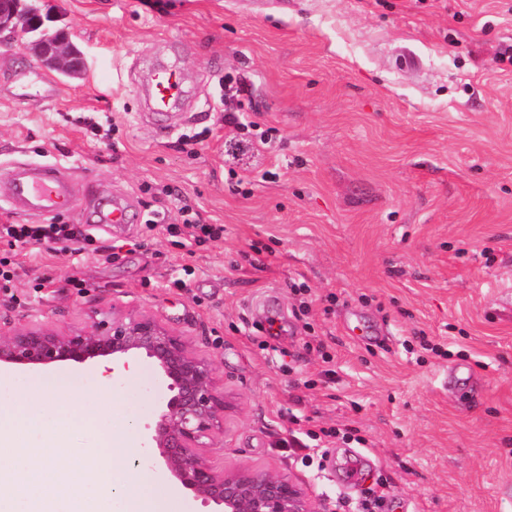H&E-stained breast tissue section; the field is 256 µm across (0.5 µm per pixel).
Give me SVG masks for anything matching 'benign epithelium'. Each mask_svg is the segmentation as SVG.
<instances>
[{
    "label": "benign epithelium",
    "mask_w": 512,
    "mask_h": 512,
    "mask_svg": "<svg viewBox=\"0 0 512 512\" xmlns=\"http://www.w3.org/2000/svg\"><path fill=\"white\" fill-rule=\"evenodd\" d=\"M43 22L37 0H0V47L17 40L20 29ZM40 64L67 77H82L87 63L68 32L38 44ZM144 355L154 361L169 397L146 427L145 445L163 468L194 498L215 512H311L305 494L290 478L264 470L226 471L209 448L218 447L224 428V389L212 362L192 353L184 339L155 318L112 310L82 328L58 333L43 324L0 332V369L28 371L64 362L116 365Z\"/></svg>",
    "instance_id": "benign-epithelium-1"
}]
</instances>
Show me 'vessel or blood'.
<instances>
[{
  "label": "vessel or blood",
  "instance_id": "obj_1",
  "mask_svg": "<svg viewBox=\"0 0 512 512\" xmlns=\"http://www.w3.org/2000/svg\"><path fill=\"white\" fill-rule=\"evenodd\" d=\"M147 81L152 112L166 114L182 105L184 79L177 65H155ZM10 199L20 210L33 214H56L75 205L69 185L55 174L52 165L43 163L32 164L12 177Z\"/></svg>",
  "mask_w": 512,
  "mask_h": 512
}]
</instances>
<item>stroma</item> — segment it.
<instances>
[{
	"label": "stroma",
	"mask_w": 512,
	"mask_h": 512,
	"mask_svg": "<svg viewBox=\"0 0 512 512\" xmlns=\"http://www.w3.org/2000/svg\"><path fill=\"white\" fill-rule=\"evenodd\" d=\"M40 5L88 70L66 80L26 45L0 48V224H81L92 243L21 249L0 328L153 316L216 367L225 470L289 474L330 512L376 496L378 512H512V65L497 61L512 0ZM406 50L418 66L399 65ZM167 61L189 108L155 116L143 74ZM228 72L271 148L226 123ZM22 74L54 96L23 93ZM39 162L75 208L4 214L9 173ZM115 200L130 223L94 224ZM184 201L223 237L148 225L159 206L178 223ZM35 379L104 385L99 367L64 363L0 389ZM109 387L113 425L140 440L166 396L152 361Z\"/></svg>",
	"instance_id": "35a3bbf8"
}]
</instances>
